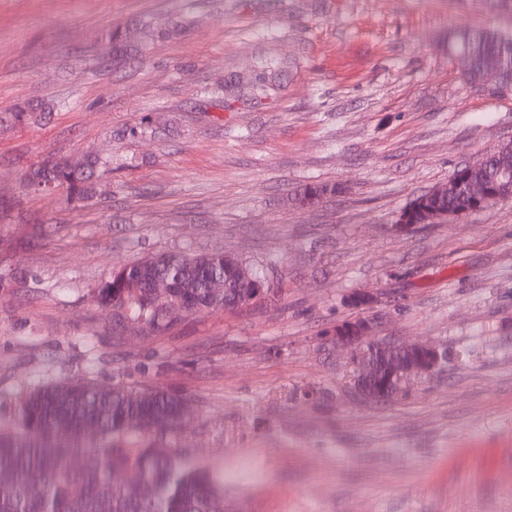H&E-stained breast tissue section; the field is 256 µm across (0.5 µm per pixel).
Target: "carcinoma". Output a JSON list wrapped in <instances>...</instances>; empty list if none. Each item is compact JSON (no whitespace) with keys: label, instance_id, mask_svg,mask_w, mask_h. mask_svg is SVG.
I'll return each mask as SVG.
<instances>
[{"label":"carcinoma","instance_id":"1","mask_svg":"<svg viewBox=\"0 0 512 512\" xmlns=\"http://www.w3.org/2000/svg\"><path fill=\"white\" fill-rule=\"evenodd\" d=\"M448 46L469 82L479 83L488 66L498 65L502 85L512 90V29L452 32ZM110 170V157L47 160L30 166L24 183L63 189L84 202L93 197L94 180ZM467 176L512 195V142L487 151L482 166ZM436 204L450 212L469 208L464 184ZM237 262L222 252L150 255L113 272L97 288V300L112 310L114 324L134 322L149 335H162L172 325L169 300L214 305L207 288L213 277L224 279L219 303L248 298L249 286L230 274ZM163 273L180 276L169 300L150 288ZM183 399L142 384L104 389L88 378L32 389L18 404L15 425L0 428V512H220L224 474L152 448L151 439L180 431ZM60 426L69 429L68 439L57 438Z\"/></svg>","mask_w":512,"mask_h":512}]
</instances>
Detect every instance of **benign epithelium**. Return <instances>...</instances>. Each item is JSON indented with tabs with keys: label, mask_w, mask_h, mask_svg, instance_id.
<instances>
[{
	"label": "benign epithelium",
	"mask_w": 512,
	"mask_h": 512,
	"mask_svg": "<svg viewBox=\"0 0 512 512\" xmlns=\"http://www.w3.org/2000/svg\"><path fill=\"white\" fill-rule=\"evenodd\" d=\"M467 196L472 200L471 211L477 212L502 198L494 195L485 182L472 181L467 186ZM457 214L437 207H409L396 218L395 229L411 231L422 224H442ZM377 296L364 289L348 294L345 304L352 309L371 310ZM375 316L359 317L336 326L333 335L336 345L351 353L355 371L354 390L367 401L385 402L394 398L402 385L413 378L434 373L442 363V354L434 346L424 343L397 344L375 339Z\"/></svg>",
	"instance_id": "7a95c632"
}]
</instances>
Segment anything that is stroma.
Returning a JSON list of instances; mask_svg holds the SVG:
<instances>
[{
	"label": "stroma",
	"instance_id": "35a3bbf8",
	"mask_svg": "<svg viewBox=\"0 0 512 512\" xmlns=\"http://www.w3.org/2000/svg\"><path fill=\"white\" fill-rule=\"evenodd\" d=\"M492 0H0V424L85 376L187 396L161 440L224 473L225 512H512V200L396 232V215L512 140V92L467 81L452 30ZM118 32L140 52L113 56ZM30 111L10 120L18 105ZM111 157L94 199L24 188L47 158ZM331 194L302 205L306 185ZM267 266L235 310L163 336L95 290L146 255ZM373 291L380 340L446 354L383 403L331 341Z\"/></svg>",
	"mask_w": 512,
	"mask_h": 512
}]
</instances>
